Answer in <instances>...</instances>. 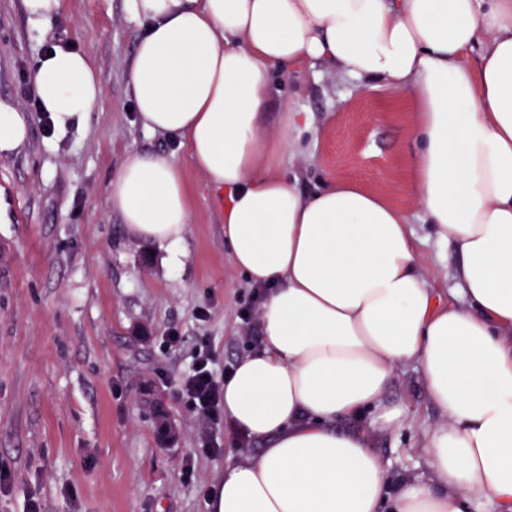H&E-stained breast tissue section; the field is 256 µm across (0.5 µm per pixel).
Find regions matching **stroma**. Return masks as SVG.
<instances>
[{
	"mask_svg": "<svg viewBox=\"0 0 512 512\" xmlns=\"http://www.w3.org/2000/svg\"><path fill=\"white\" fill-rule=\"evenodd\" d=\"M140 31L125 0H61L45 32L22 0H0V100L24 112L26 145L0 153V512H210L225 465L259 453L230 425L212 427L178 395L200 338L217 369L250 351L240 318L253 288L224 246L222 202L175 138L147 133L128 73ZM90 53L102 107L45 132L22 86L45 44ZM408 93L362 84L319 62L277 77L270 111L304 108L311 128L283 158L305 193L337 174L406 211L416 259L439 302L456 286L452 248L440 246L407 189L415 149ZM134 152L171 155L187 187L185 257L127 231L109 187ZM183 342L164 346L171 328ZM388 400L409 417L374 446L391 477L427 471L424 436L443 417L416 365L397 367ZM174 439L163 443L161 424Z\"/></svg>",
	"mask_w": 512,
	"mask_h": 512,
	"instance_id": "1",
	"label": "stroma"
}]
</instances>
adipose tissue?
<instances>
[{
  "label": "adipose tissue",
  "instance_id": "obj_1",
  "mask_svg": "<svg viewBox=\"0 0 512 512\" xmlns=\"http://www.w3.org/2000/svg\"><path fill=\"white\" fill-rule=\"evenodd\" d=\"M125 7L141 30L129 85L142 127L181 138L224 198L234 267L268 289L261 344L224 379L225 419L261 450L225 465L214 512H512V0ZM318 60L409 92L410 189L454 246L459 301L437 304L387 196L339 177L306 195L285 176L310 118L291 105L267 125L269 76ZM30 80L57 128L101 105L86 52L56 47ZM110 201L181 265L190 210L169 156L128 155ZM411 362L444 422L426 433L427 474L395 479L372 436L408 417L386 393Z\"/></svg>",
  "mask_w": 512,
  "mask_h": 512
}]
</instances>
